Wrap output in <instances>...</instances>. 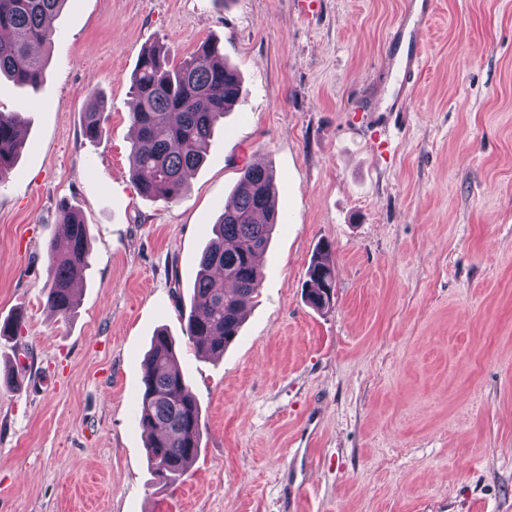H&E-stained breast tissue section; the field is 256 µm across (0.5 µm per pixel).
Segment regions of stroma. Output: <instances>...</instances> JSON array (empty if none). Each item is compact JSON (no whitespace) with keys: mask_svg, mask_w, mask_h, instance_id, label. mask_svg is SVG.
Wrapping results in <instances>:
<instances>
[{"mask_svg":"<svg viewBox=\"0 0 512 512\" xmlns=\"http://www.w3.org/2000/svg\"><path fill=\"white\" fill-rule=\"evenodd\" d=\"M402 0H67L38 92L0 79L25 146L0 183V512H512V0H437L400 111L384 40ZM239 102L177 201L131 177V77L204 42ZM106 102V133L83 134ZM268 166L276 225L223 357L183 333L241 170ZM91 265L46 302L59 208ZM335 291L303 285L319 245ZM167 331L203 423L163 485L137 416Z\"/></svg>","mask_w":512,"mask_h":512,"instance_id":"obj_1","label":"stroma"}]
</instances>
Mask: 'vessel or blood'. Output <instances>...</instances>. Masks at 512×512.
<instances>
[{"mask_svg": "<svg viewBox=\"0 0 512 512\" xmlns=\"http://www.w3.org/2000/svg\"><path fill=\"white\" fill-rule=\"evenodd\" d=\"M434 7L435 0H404L399 15L387 33L385 46L391 51L390 66L397 71V100L407 99L416 90L424 64L418 45Z\"/></svg>", "mask_w": 512, "mask_h": 512, "instance_id": "b4317fda", "label": "vessel or blood"}]
</instances>
